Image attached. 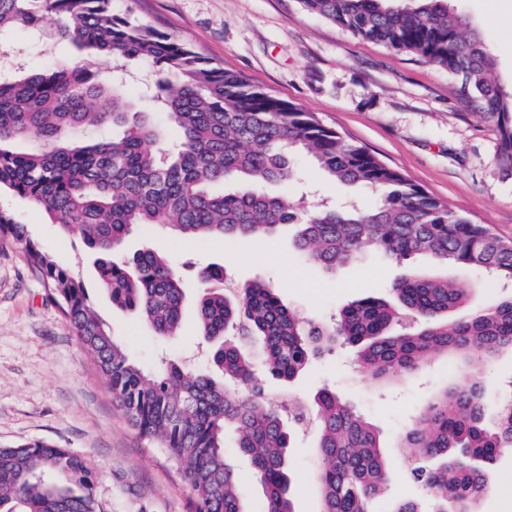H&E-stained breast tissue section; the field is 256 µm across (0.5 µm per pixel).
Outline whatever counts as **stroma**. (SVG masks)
I'll return each instance as SVG.
<instances>
[{"label":"stroma","instance_id":"35a3bbf8","mask_svg":"<svg viewBox=\"0 0 512 512\" xmlns=\"http://www.w3.org/2000/svg\"><path fill=\"white\" fill-rule=\"evenodd\" d=\"M448 6L480 33L500 85L511 90L512 0H448ZM112 9L314 113L323 125L365 146L455 212L512 240V176L497 164L496 127L477 103L460 95L446 70L355 39L303 9L298 0H113ZM76 58L67 46L48 50L43 39L18 31L0 56V70L18 59L37 67L69 65ZM297 167L298 177L276 191L300 205L315 196L339 204L353 198L366 206L378 200L363 187L326 180L305 160H298ZM0 209L81 280L100 321L129 357L149 371L162 356L198 370L208 368L207 344L195 316L201 293L196 272L211 264L224 265L240 284L265 280L286 306L322 323L360 296L391 299L392 285L416 265L473 285L471 308L491 305L502 295L499 285L487 282L479 270L425 259L415 265L369 254L328 273L306 262L290 230L262 243H226L177 237L151 224L133 230L124 252L151 246L182 272V328L179 336L163 338L135 314L112 305L97 278L94 257L79 236L63 232L28 200L5 189ZM48 295L47 283L30 268L22 245L0 242V448L42 442L81 456L94 474L100 512H187L186 485L166 456L140 438L113 400L106 376L84 353ZM352 355L351 347L340 345L292 382L265 377L261 383L266 392H287L305 401L327 387L354 403L380 427L388 448L389 492L373 501V512H390L402 500L418 501L427 510L428 494L407 478L395 441L417 421L431 393L466 383L473 369L439 354L419 372L381 382L362 378ZM475 370L485 379L488 404L497 405L512 385V353L502 352ZM315 464L316 433L307 428L295 435L290 450L297 512H319ZM490 471L495 487L481 500V512H512V451L499 454Z\"/></svg>","mask_w":512,"mask_h":512}]
</instances>
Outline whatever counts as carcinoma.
Here are the masks:
<instances>
[{
	"instance_id": "carcinoma-1",
	"label": "carcinoma",
	"mask_w": 512,
	"mask_h": 512,
	"mask_svg": "<svg viewBox=\"0 0 512 512\" xmlns=\"http://www.w3.org/2000/svg\"><path fill=\"white\" fill-rule=\"evenodd\" d=\"M299 2L357 38L447 70L495 123L498 161L512 175V92L497 83L480 34L447 0L403 7L390 0ZM48 15L56 17L55 35L84 62L54 69L17 62L0 77V189L80 235L112 304L136 313L156 335H178L185 294L167 257L150 248L120 254L126 236L144 224L227 242L261 240L297 223L295 247L323 270L374 252L396 262L423 257L482 269L512 282L511 240L452 211L313 113L112 13V0H0V35L39 33ZM118 58L125 65L148 61L163 73L153 98L164 125L133 108L126 83L102 77L99 65ZM109 125L121 133L101 135ZM300 155L328 179L382 192L380 202L298 212L266 187L288 182ZM5 237L23 245L133 426L171 460L189 489V512H248L224 452L230 430L264 487L266 512H296L288 448L294 431L308 424L319 439L320 512H371L370 502L386 489L379 427L328 388L310 402L264 394L248 347H257L266 371L284 382L339 342L355 347L359 373L373 380L415 373L438 353L488 360L512 352V296L471 309L472 286L414 269L393 284V300L359 298L332 323L318 324L286 306L271 285L234 287L214 265L198 274L196 316L219 375L171 362L145 371L98 320L82 283L0 210ZM397 447L408 450L407 473L435 501L434 512H479L492 487L487 464L512 448V396L490 407L475 374L430 396ZM12 504L22 512H97L85 461L42 443L0 448V512H14Z\"/></svg>"
}]
</instances>
